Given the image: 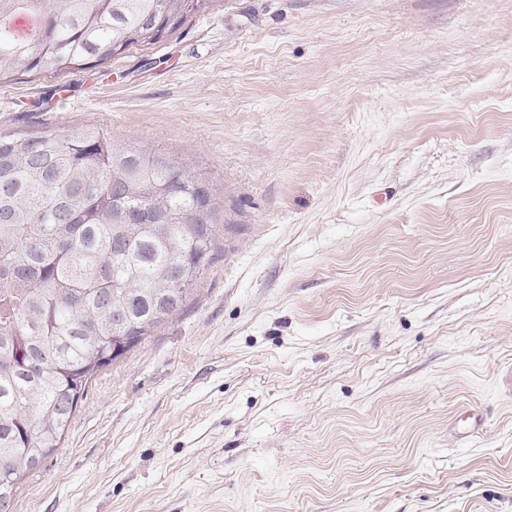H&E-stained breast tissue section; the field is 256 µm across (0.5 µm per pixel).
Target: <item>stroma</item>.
<instances>
[{"label": "stroma", "instance_id": "1", "mask_svg": "<svg viewBox=\"0 0 512 512\" xmlns=\"http://www.w3.org/2000/svg\"><path fill=\"white\" fill-rule=\"evenodd\" d=\"M88 127L224 229L13 512H512V0H213L0 81V134Z\"/></svg>", "mask_w": 512, "mask_h": 512}]
</instances>
